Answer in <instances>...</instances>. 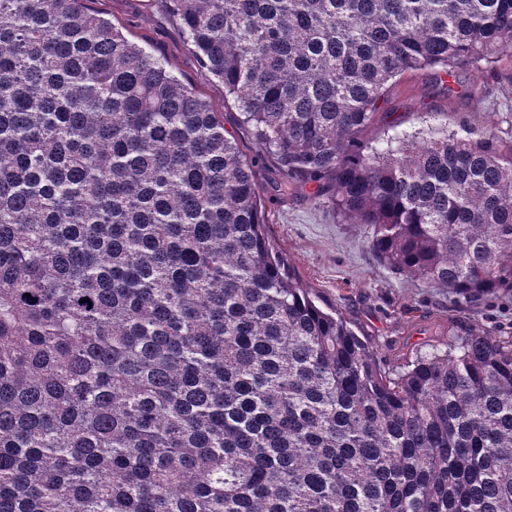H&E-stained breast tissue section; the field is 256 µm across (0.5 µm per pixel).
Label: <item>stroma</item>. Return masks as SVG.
Returning a JSON list of instances; mask_svg holds the SVG:
<instances>
[{
  "label": "stroma",
  "mask_w": 512,
  "mask_h": 512,
  "mask_svg": "<svg viewBox=\"0 0 512 512\" xmlns=\"http://www.w3.org/2000/svg\"><path fill=\"white\" fill-rule=\"evenodd\" d=\"M91 6L131 41L168 61L178 77L223 113L225 129L255 159L261 183L277 179L272 158L243 127L238 109L225 103L223 85L201 73L178 27L154 0H92ZM385 109L407 130L446 115L478 130L496 125L504 139H511L512 64L504 60L493 69H462L449 92L430 73L405 75L393 86ZM312 191L293 183L265 196L269 237L298 281L313 289L320 303L336 307L385 363H403L478 330L512 336L511 295L470 303L392 271L372 252L366 225L346 221L330 204L315 200Z\"/></svg>",
  "instance_id": "obj_1"
}]
</instances>
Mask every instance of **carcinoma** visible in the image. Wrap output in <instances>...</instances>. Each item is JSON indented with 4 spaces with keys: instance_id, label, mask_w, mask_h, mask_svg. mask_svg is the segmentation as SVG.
<instances>
[{
    "instance_id": "obj_1",
    "label": "carcinoma",
    "mask_w": 512,
    "mask_h": 512,
    "mask_svg": "<svg viewBox=\"0 0 512 512\" xmlns=\"http://www.w3.org/2000/svg\"><path fill=\"white\" fill-rule=\"evenodd\" d=\"M282 181L512 294V143L380 111L512 62V0H159ZM221 113L88 0H0V512H512V336L397 368L271 244Z\"/></svg>"
}]
</instances>
